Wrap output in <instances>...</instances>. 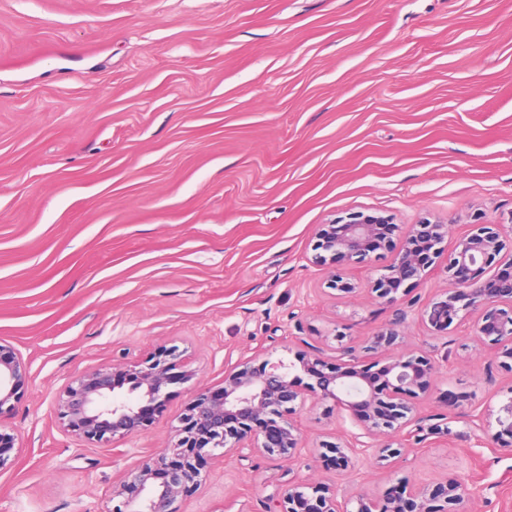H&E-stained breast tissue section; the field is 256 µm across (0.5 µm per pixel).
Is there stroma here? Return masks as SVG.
<instances>
[{"label": "stroma", "instance_id": "stroma-1", "mask_svg": "<svg viewBox=\"0 0 512 512\" xmlns=\"http://www.w3.org/2000/svg\"><path fill=\"white\" fill-rule=\"evenodd\" d=\"M356 212L390 217L398 243L424 216L452 242L512 220V0H0V343L29 365L0 415L20 441L0 512H104L239 362L332 356L339 330L381 367L364 347L393 319L371 290L390 253L344 267L350 294L310 261L318 226ZM449 285L437 259L399 331L452 352L416 404L452 412L450 434L339 473L316 448L351 423L309 404L298 458L208 460L177 512H266L301 482L378 500L460 478L468 512H512V450L466 425L512 398V372L470 326L433 329ZM174 345L197 376L144 431H63L69 379Z\"/></svg>", "mask_w": 512, "mask_h": 512}]
</instances>
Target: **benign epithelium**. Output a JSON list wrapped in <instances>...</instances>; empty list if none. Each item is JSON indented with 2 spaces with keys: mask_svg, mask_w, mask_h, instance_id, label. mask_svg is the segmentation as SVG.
Listing matches in <instances>:
<instances>
[{
  "mask_svg": "<svg viewBox=\"0 0 512 512\" xmlns=\"http://www.w3.org/2000/svg\"><path fill=\"white\" fill-rule=\"evenodd\" d=\"M389 218L353 213L346 221L321 225L314 244V263L334 267L363 262L371 255L393 251L386 231ZM448 225L427 218L410 225L408 237L385 273L373 285L376 297L396 307L391 326L373 336L371 347L386 363L370 374L360 367L355 348L340 350L331 359L316 346L295 356L300 374L293 377L283 361L265 360L255 367L246 362L224 377V386L201 388L180 418L174 440L112 491L116 503L106 512H176L174 503L202 481L203 463L214 457H243L261 453L293 459L302 448L293 420L306 402H331L345 411L360 432L320 443L318 455L338 472L351 470L364 458L378 462L395 458L402 448L389 438L402 432L416 436L424 430L416 415L415 399L425 393L435 362L425 353H394L396 327L406 318L401 307L406 289L426 274L441 253ZM497 270L485 275V269ZM451 288L435 303L428 319L434 329L447 332L473 315L474 341L496 349L502 366L512 370V225L503 235L499 224H481L459 238L448 253ZM180 357L173 346L144 362L117 363L70 379L58 400V416L65 430L89 443L109 442L139 434L151 415L161 411L169 386L187 382L194 372L173 373ZM29 374L25 360L12 347L0 344V415L18 400ZM480 441L512 447V397L494 419L476 414L470 419ZM16 438L0 429V470ZM471 489L461 480L433 488L401 489L380 502L364 497L355 509L339 505V489L326 484H295L279 502L278 512H466Z\"/></svg>",
  "mask_w": 512,
  "mask_h": 512,
  "instance_id": "benign-epithelium-1",
  "label": "benign epithelium"
}]
</instances>
